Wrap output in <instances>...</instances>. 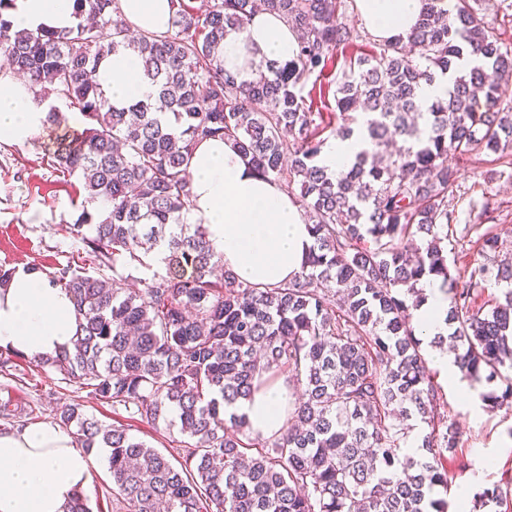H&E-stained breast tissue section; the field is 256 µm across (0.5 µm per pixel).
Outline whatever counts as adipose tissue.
I'll return each instance as SVG.
<instances>
[{
  "label": "adipose tissue",
  "mask_w": 512,
  "mask_h": 512,
  "mask_svg": "<svg viewBox=\"0 0 512 512\" xmlns=\"http://www.w3.org/2000/svg\"><path fill=\"white\" fill-rule=\"evenodd\" d=\"M134 29L167 34L173 29L170 0H118ZM361 24L377 40L405 35L419 17L422 0H356ZM72 0H15L9 15L15 27L52 29L75 22ZM295 33L287 23L261 12L243 33L224 38V68L248 78L258 64L294 58ZM100 82L114 105L154 95L139 58L119 52L105 60ZM46 104L28 85L0 72V140L28 143L44 125ZM192 197L188 223L202 225L225 268L241 280L274 287L301 271L313 243L311 226L295 198L272 177L259 173L229 141L200 143L190 165ZM424 301L413 313L423 342L447 335L448 297L441 279L424 281ZM78 316L69 294L43 273L16 266L0 285V351L37 360L70 347ZM433 364L457 378L453 351L431 347ZM288 410V386L277 382L235 407L251 431L280 434ZM93 457L78 448L71 434L56 426L0 431V512H66L78 492L92 483Z\"/></svg>",
  "instance_id": "ef3b65f1"
}]
</instances>
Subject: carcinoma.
<instances>
[{
  "label": "carcinoma",
  "mask_w": 512,
  "mask_h": 512,
  "mask_svg": "<svg viewBox=\"0 0 512 512\" xmlns=\"http://www.w3.org/2000/svg\"><path fill=\"white\" fill-rule=\"evenodd\" d=\"M13 2L0 0V70L83 117L82 134L59 144L53 166L82 186L69 230L99 260L93 274L66 264L51 277L78 324L73 347L38 366L130 419L156 427L173 413L183 437L173 460L79 402L56 413L77 447L108 449L125 512H448L432 490H448L458 428L437 411L441 389L406 298L420 303L418 285L442 278L448 335L431 345L456 346L459 372L475 383L512 370V287L475 308L489 278L512 284L498 238H484V262L455 276L442 246L457 182L448 156L512 148V110H499L498 99L512 50L469 0L451 10L424 0L406 39L349 60L336 81L344 124L334 135H360L369 148L330 173L319 163L323 113L297 86L359 39L342 21L344 0H210L204 14L170 0L174 31L136 36L118 0H74L78 22L61 30L12 29L3 11ZM259 6L296 33L297 53L286 68L271 63L241 80L224 71V36L244 31ZM121 50L141 60L157 99L112 105L97 69ZM465 50L471 61L456 71ZM451 71L447 95L423 106L421 86ZM214 138L231 140L285 187L300 185L314 244L291 281L259 287L218 270L205 229L183 220L193 151ZM412 238L421 242L415 253ZM159 254L163 272L129 287L120 269H148ZM285 370L301 396L288 402L280 435L225 417ZM481 400L512 408V383ZM412 417L416 436L405 424ZM510 497L485 488L473 507Z\"/></svg>",
  "instance_id": "obj_1"
}]
</instances>
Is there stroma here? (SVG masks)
Wrapping results in <instances>:
<instances>
[{
  "mask_svg": "<svg viewBox=\"0 0 512 512\" xmlns=\"http://www.w3.org/2000/svg\"><path fill=\"white\" fill-rule=\"evenodd\" d=\"M55 105L63 110L65 122L44 125L24 145L0 140V265L22 264L50 274L69 263L92 272L97 260L68 232L79 214L80 183L52 163L59 143L79 137L82 118L64 100ZM456 167L457 187L448 198L449 260L459 269L482 263L481 244L489 234L499 240L500 260L512 264V154L483 150L457 161ZM511 378L512 371L503 370L501 379L478 383L476 394L467 396L457 383L436 375L443 394L440 410L460 433L456 454L448 462L449 496H456L464 476L474 473L480 479L469 487L471 493L496 485L512 490V409L492 410L479 401L480 394L502 391ZM73 402L83 403L86 413L103 424L123 422L110 406L59 383L53 369L37 368L32 359L17 360L13 376H0V404L22 416L26 425L54 424L55 412Z\"/></svg>",
  "mask_w": 512,
  "mask_h": 512,
  "instance_id": "35a3bbf8",
  "label": "stroma"
}]
</instances>
